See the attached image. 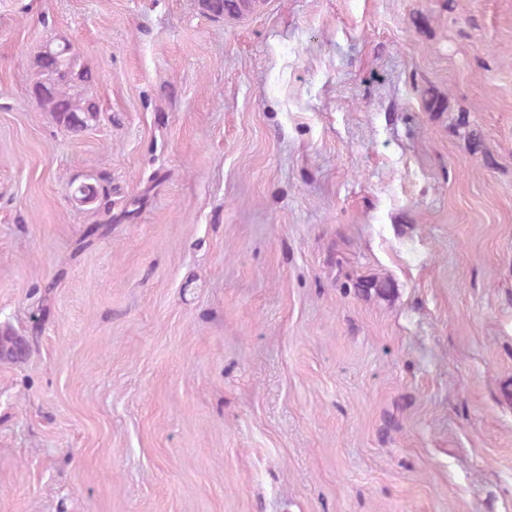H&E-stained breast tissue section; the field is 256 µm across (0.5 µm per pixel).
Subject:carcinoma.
Wrapping results in <instances>:
<instances>
[{
    "mask_svg": "<svg viewBox=\"0 0 512 512\" xmlns=\"http://www.w3.org/2000/svg\"><path fill=\"white\" fill-rule=\"evenodd\" d=\"M198 10L213 18L242 15L240 0H196ZM31 91L40 111L73 136L94 126L100 114L91 93L95 74L77 50L40 49L29 64Z\"/></svg>",
    "mask_w": 512,
    "mask_h": 512,
    "instance_id": "cac0c4a2",
    "label": "carcinoma"
}]
</instances>
